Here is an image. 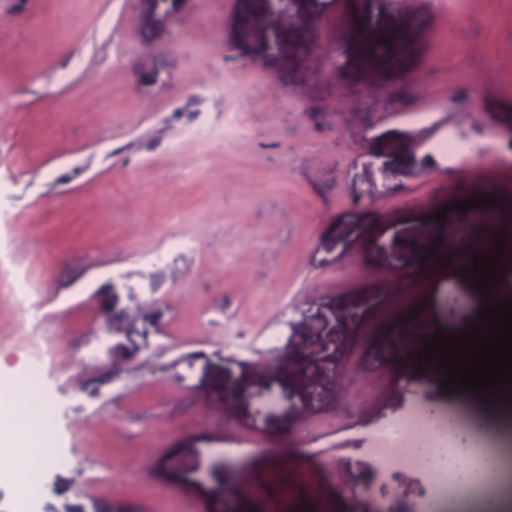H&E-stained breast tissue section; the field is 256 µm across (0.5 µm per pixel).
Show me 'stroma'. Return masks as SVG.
Here are the masks:
<instances>
[{
  "mask_svg": "<svg viewBox=\"0 0 512 512\" xmlns=\"http://www.w3.org/2000/svg\"><path fill=\"white\" fill-rule=\"evenodd\" d=\"M347 12L370 40L342 38ZM404 76L421 93L402 111L333 97ZM504 130L512 0L461 19L439 0H0V399L41 398L37 512H256L259 486L288 512H416L432 482L376 435L429 365L375 355L418 311L457 336L484 297L458 268L392 311L419 256L388 245L447 244L452 204L489 190L512 225ZM451 133L486 147L453 177L432 149ZM174 233L193 248L152 263ZM340 360L369 375L346 414ZM441 410L512 426L464 397Z\"/></svg>",
  "mask_w": 512,
  "mask_h": 512,
  "instance_id": "obj_1",
  "label": "stroma"
}]
</instances>
